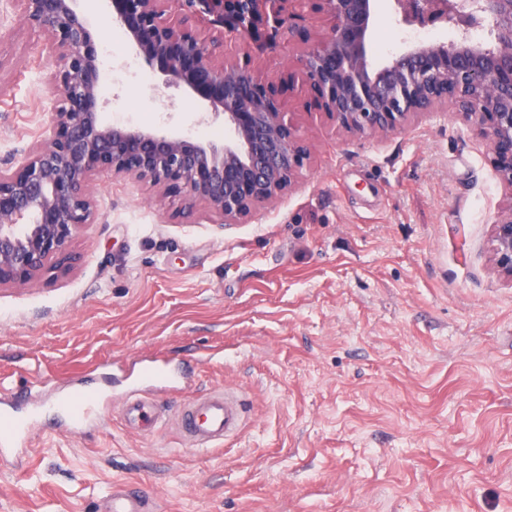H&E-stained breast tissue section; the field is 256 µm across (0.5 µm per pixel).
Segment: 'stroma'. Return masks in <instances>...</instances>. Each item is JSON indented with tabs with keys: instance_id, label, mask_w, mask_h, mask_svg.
I'll return each instance as SVG.
<instances>
[{
	"instance_id": "1",
	"label": "stroma",
	"mask_w": 512,
	"mask_h": 512,
	"mask_svg": "<svg viewBox=\"0 0 512 512\" xmlns=\"http://www.w3.org/2000/svg\"><path fill=\"white\" fill-rule=\"evenodd\" d=\"M111 75L100 119L198 141L236 138L202 121V101L152 72L112 22L110 0H80ZM302 38L273 57L240 39L227 59L272 86L305 159L291 191L222 223L148 181L102 172L94 220L59 268L0 286V395L30 402L95 381L106 415L68 429L46 414L35 445L0 466V512H94L113 483L156 512H512V280L490 260L492 222L511 193L492 152L457 112L401 134L340 129L298 57L331 22L306 10ZM376 65L405 52L393 0L373 8ZM395 38L392 52L378 42ZM46 38L0 0V169L21 172L47 141L60 92ZM228 384L250 423L222 447L189 449L172 427L121 423L117 379L148 365Z\"/></svg>"
}]
</instances>
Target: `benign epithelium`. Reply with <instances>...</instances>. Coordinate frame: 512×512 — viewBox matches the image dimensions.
<instances>
[{"label":"benign epithelium","instance_id":"7a95c632","mask_svg":"<svg viewBox=\"0 0 512 512\" xmlns=\"http://www.w3.org/2000/svg\"><path fill=\"white\" fill-rule=\"evenodd\" d=\"M27 20L47 35L46 61L61 91L53 135L28 151L23 172L0 170V286L30 283L64 254L93 217L91 188L105 168L184 193L226 224L289 190L304 150L267 86L237 64L217 59L224 44L162 20L164 0H111L112 21L166 83L184 86L224 115L237 143L195 142L152 129L99 120L97 48L75 0H20ZM182 23L248 41L270 53L297 30L306 6L333 25L301 52L310 85L338 125L354 135L405 130L417 116L452 110L465 115L493 150L501 182L512 188V0H395L407 26L443 23L450 41L416 42L377 67L369 57L373 0H174ZM488 24L486 36L469 35ZM492 260L512 279V194L494 216Z\"/></svg>","mask_w":512,"mask_h":512}]
</instances>
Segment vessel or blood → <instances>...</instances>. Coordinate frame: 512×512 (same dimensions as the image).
I'll use <instances>...</instances> for the list:
<instances>
[{
  "mask_svg": "<svg viewBox=\"0 0 512 512\" xmlns=\"http://www.w3.org/2000/svg\"><path fill=\"white\" fill-rule=\"evenodd\" d=\"M189 377L176 366L145 370L142 378L128 385L121 397L120 417L126 428L142 434L157 431L172 419L187 443L197 449H211L240 436L249 419L247 401L232 387L224 386L196 395L181 405L173 416H166L159 393L181 390ZM71 418L82 422L102 416L100 401L92 395H74L64 403ZM34 442V424H12L8 438L0 440V462L23 455ZM152 498L131 486L116 484L99 503L98 512H153Z\"/></svg>",
  "mask_w": 512,
  "mask_h": 512,
  "instance_id": "obj_1",
  "label": "vessel or blood"
}]
</instances>
